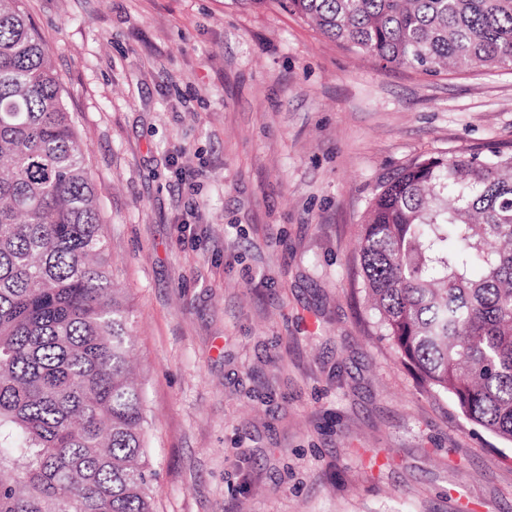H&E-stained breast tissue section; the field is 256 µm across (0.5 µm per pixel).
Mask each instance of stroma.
Listing matches in <instances>:
<instances>
[{
	"label": "stroma",
	"instance_id": "1",
	"mask_svg": "<svg viewBox=\"0 0 512 512\" xmlns=\"http://www.w3.org/2000/svg\"><path fill=\"white\" fill-rule=\"evenodd\" d=\"M25 4L132 310L156 512H512V443L353 288L381 182L512 149V71L384 69L277 0Z\"/></svg>",
	"mask_w": 512,
	"mask_h": 512
}]
</instances>
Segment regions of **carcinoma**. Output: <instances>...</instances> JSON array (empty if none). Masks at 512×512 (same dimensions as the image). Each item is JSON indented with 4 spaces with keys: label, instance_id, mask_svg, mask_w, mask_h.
I'll return each instance as SVG.
<instances>
[{
    "label": "carcinoma",
    "instance_id": "obj_1",
    "mask_svg": "<svg viewBox=\"0 0 512 512\" xmlns=\"http://www.w3.org/2000/svg\"><path fill=\"white\" fill-rule=\"evenodd\" d=\"M279 2L385 67L512 69V0ZM358 238L376 335L512 443V150L414 159ZM130 319L49 53L0 0V512H155Z\"/></svg>",
    "mask_w": 512,
    "mask_h": 512
}]
</instances>
